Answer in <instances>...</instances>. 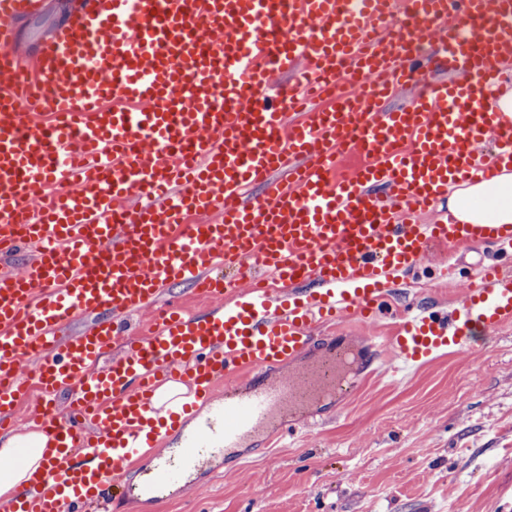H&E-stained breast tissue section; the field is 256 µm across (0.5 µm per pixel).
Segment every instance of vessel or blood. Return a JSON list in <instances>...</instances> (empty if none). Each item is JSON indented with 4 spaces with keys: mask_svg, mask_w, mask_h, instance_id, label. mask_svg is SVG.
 <instances>
[{
    "mask_svg": "<svg viewBox=\"0 0 512 512\" xmlns=\"http://www.w3.org/2000/svg\"><path fill=\"white\" fill-rule=\"evenodd\" d=\"M448 2L403 0L417 22L395 41L392 0H80L31 72L14 23L43 0H0V429L30 385L68 394L66 415L37 413L59 453L8 512H109L112 498L191 482L341 398L355 353L315 326L374 325L393 275L431 245L512 250V224L419 220L450 187L512 169V114L489 105L512 60V0ZM439 31L449 78L429 84L420 61ZM301 62L304 94L273 100L271 75ZM345 62L354 95L330 88ZM399 86L414 96L385 110ZM346 153L365 164L338 172ZM175 282L221 308L162 302ZM146 308L156 328L125 340V316ZM79 316L90 327L63 335ZM398 319L387 351L403 381L472 350L474 329L512 325V270L483 265L451 316L423 306ZM169 382L186 388L180 410L153 405ZM176 431L179 447H163ZM145 448L153 467L135 483Z\"/></svg>",
    "mask_w": 512,
    "mask_h": 512,
    "instance_id": "obj_1",
    "label": "vessel or blood"
}]
</instances>
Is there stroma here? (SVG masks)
<instances>
[{"instance_id": "stroma-1", "label": "stroma", "mask_w": 512, "mask_h": 512, "mask_svg": "<svg viewBox=\"0 0 512 512\" xmlns=\"http://www.w3.org/2000/svg\"><path fill=\"white\" fill-rule=\"evenodd\" d=\"M55 3L16 24L13 50L28 66L63 22ZM501 258L490 244L431 248L393 310L452 308L475 265ZM120 512H512V327L408 382L356 375L341 406L311 409L288 443L236 449L193 485Z\"/></svg>"}]
</instances>
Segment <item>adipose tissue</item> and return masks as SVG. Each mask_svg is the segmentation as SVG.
<instances>
[{"mask_svg": "<svg viewBox=\"0 0 512 512\" xmlns=\"http://www.w3.org/2000/svg\"><path fill=\"white\" fill-rule=\"evenodd\" d=\"M448 211L458 224H512V172L480 178L450 192ZM52 453L47 438L33 431L0 436V505L19 494L29 473Z\"/></svg>", "mask_w": 512, "mask_h": 512, "instance_id": "obj_1", "label": "adipose tissue"}]
</instances>
